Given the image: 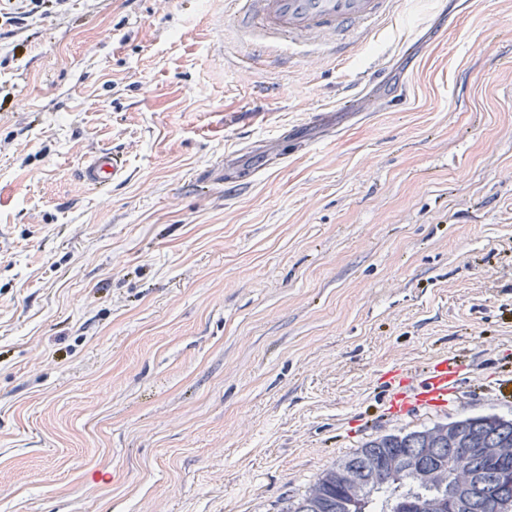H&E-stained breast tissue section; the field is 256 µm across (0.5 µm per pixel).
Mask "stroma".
Listing matches in <instances>:
<instances>
[{"instance_id":"35a3bbf8","label":"stroma","mask_w":512,"mask_h":512,"mask_svg":"<svg viewBox=\"0 0 512 512\" xmlns=\"http://www.w3.org/2000/svg\"><path fill=\"white\" fill-rule=\"evenodd\" d=\"M224 15L0 25V512H281L368 438L512 416V0H396L340 52ZM454 352L446 408L389 413L384 369ZM125 169L126 160L122 154L99 151L81 169V180L87 186L104 188L119 180Z\"/></svg>"}]
</instances>
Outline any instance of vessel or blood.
<instances>
[{
    "mask_svg": "<svg viewBox=\"0 0 512 512\" xmlns=\"http://www.w3.org/2000/svg\"><path fill=\"white\" fill-rule=\"evenodd\" d=\"M394 0H228L227 16L235 31L249 43L306 51L334 41L348 46L382 17L390 14ZM126 169L122 154L101 151L81 170L82 182L104 188L119 180ZM465 366L455 354L435 358L417 386H410L403 369L385 371L394 391L389 410L405 413L414 406L444 408L459 383Z\"/></svg>",
    "mask_w": 512,
    "mask_h": 512,
    "instance_id": "obj_1",
    "label": "vessel or blood"
}]
</instances>
